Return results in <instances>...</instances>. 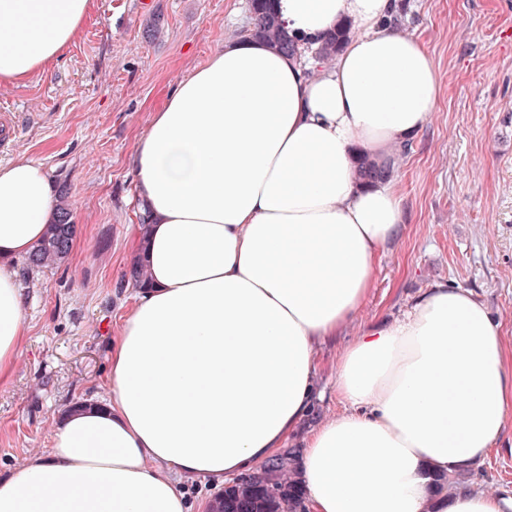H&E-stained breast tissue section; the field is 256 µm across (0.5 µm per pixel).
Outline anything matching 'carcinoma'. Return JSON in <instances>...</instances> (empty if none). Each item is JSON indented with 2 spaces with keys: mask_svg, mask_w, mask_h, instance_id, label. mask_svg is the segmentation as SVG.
I'll return each instance as SVG.
<instances>
[{
  "mask_svg": "<svg viewBox=\"0 0 512 512\" xmlns=\"http://www.w3.org/2000/svg\"><path fill=\"white\" fill-rule=\"evenodd\" d=\"M250 22L241 34L261 42L286 56L296 45L282 27L270 0H248ZM350 37V28L340 24L316 52L319 59L329 60L339 52ZM394 171V160L377 159L368 154L360 157L357 175L360 182L372 184L387 181ZM77 225L71 221L68 204L60 202L58 220L50 225L46 236L25 259L28 270L54 266L71 253ZM213 512H305L302 489L296 473V455L290 449L266 462L254 474L224 488L215 502Z\"/></svg>",
  "mask_w": 512,
  "mask_h": 512,
  "instance_id": "carcinoma-1",
  "label": "carcinoma"
}]
</instances>
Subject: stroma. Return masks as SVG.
Returning <instances> with one entry per match:
<instances>
[{
    "label": "stroma",
    "instance_id": "stroma-1",
    "mask_svg": "<svg viewBox=\"0 0 512 512\" xmlns=\"http://www.w3.org/2000/svg\"><path fill=\"white\" fill-rule=\"evenodd\" d=\"M395 25L425 45L439 96L395 164L404 232L378 265L357 321L317 350L323 391L307 427L342 406L336 364L362 324L401 317L437 282L474 292L512 348V0H399ZM249 23L248 0H96L46 74L0 84L18 133L0 163L50 171L78 226L59 265L21 273L26 338L0 385V476L47 448L68 406L100 402L108 343L127 303V248L140 214L132 159L173 82ZM468 486L512 491V415Z\"/></svg>",
    "mask_w": 512,
    "mask_h": 512
}]
</instances>
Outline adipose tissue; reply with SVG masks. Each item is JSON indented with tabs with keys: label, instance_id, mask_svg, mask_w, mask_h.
<instances>
[{
	"label": "adipose tissue",
	"instance_id": "obj_1",
	"mask_svg": "<svg viewBox=\"0 0 512 512\" xmlns=\"http://www.w3.org/2000/svg\"><path fill=\"white\" fill-rule=\"evenodd\" d=\"M94 8L0 0V83L47 71ZM275 8L298 55L225 44L153 112L134 157L150 221L130 241L148 279L110 339L107 402L64 413L49 447L0 477V512H212L180 476L252 474L322 398L316 350L403 229L394 185H360L357 159L420 132L439 80L390 24L395 0ZM341 22L354 36L317 60ZM56 212L41 164H0V384L26 334L16 262ZM336 396L297 458L308 512H512V495L433 484L482 464L512 413V349L472 291L438 282L403 318L365 324Z\"/></svg>",
	"mask_w": 512,
	"mask_h": 512
}]
</instances>
